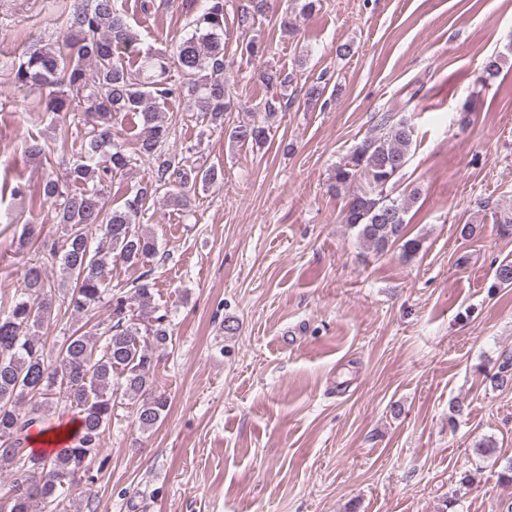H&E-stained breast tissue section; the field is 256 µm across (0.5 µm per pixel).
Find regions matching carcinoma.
I'll use <instances>...</instances> for the list:
<instances>
[{"label":"carcinoma","instance_id":"cac0c4a2","mask_svg":"<svg viewBox=\"0 0 512 512\" xmlns=\"http://www.w3.org/2000/svg\"><path fill=\"white\" fill-rule=\"evenodd\" d=\"M225 0H189L194 10L191 34L175 46L173 58L182 84L168 81L170 58L148 51L136 75L114 60L118 48L136 49L138 38L117 0H85L67 17L62 41L35 44L12 65L11 82L22 92H45L46 109L54 114L60 132L70 120L85 132L79 159L61 178H47L39 188L43 200L55 206L61 235L42 237V226L30 224L20 247L40 242L41 250L26 261L20 275L23 288L0 305V512H81L71 496L74 481L93 484L91 463L99 459L102 435L112 425L116 401L134 406L138 428L146 433L164 416L168 396L157 390L153 372L170 336L168 313L154 302L151 282L144 273L131 296L107 283L112 263L138 266L156 254L152 236L140 230L147 201L158 190L179 184L170 200L184 212L192 210L185 188L189 183L213 184L223 178L221 167H187L181 154L165 151L171 126L162 118L165 101L187 93L208 124L225 130L239 145L262 147L268 141L270 120L278 101L264 102L263 120L224 129L228 109L224 86ZM266 12V0L238 16V26L250 29ZM93 66L87 77L85 67ZM500 55L485 58L482 79H495L502 68ZM82 112H71L73 101ZM139 121L137 149L127 153L112 128ZM414 127L385 113L377 133L364 139L349 157L336 165V190L350 192L342 223L357 229L367 249L382 254L398 247L415 253L420 241L407 236L406 215L418 199L416 186L393 196L410 160ZM154 160L151 179L114 205L108 187L142 159ZM59 265V279L49 280L47 263ZM74 315L98 308L106 317L96 332L73 331L56 351L46 350L43 330L56 310L57 296ZM63 404L79 413L71 444L53 456L27 448L28 431L47 420L48 411Z\"/></svg>","mask_w":512,"mask_h":512}]
</instances>
